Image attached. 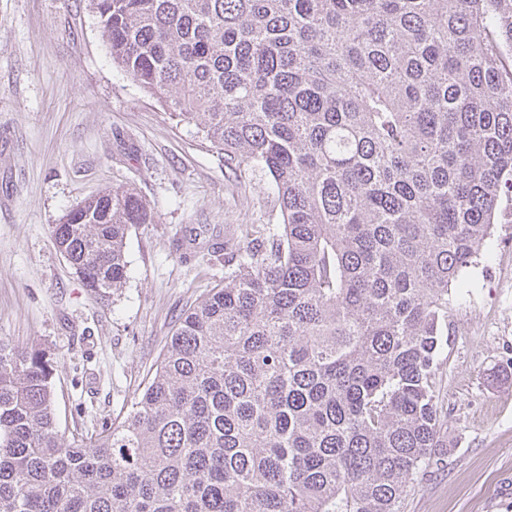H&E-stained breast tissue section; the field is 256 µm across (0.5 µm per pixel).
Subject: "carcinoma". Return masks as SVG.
<instances>
[{
  "label": "carcinoma",
  "mask_w": 512,
  "mask_h": 512,
  "mask_svg": "<svg viewBox=\"0 0 512 512\" xmlns=\"http://www.w3.org/2000/svg\"><path fill=\"white\" fill-rule=\"evenodd\" d=\"M113 64L270 178L224 286L123 419L59 435L52 365L0 340V512H401L448 447V289L512 194V0H89ZM108 187L54 225L89 291L152 224Z\"/></svg>",
  "instance_id": "obj_1"
}]
</instances>
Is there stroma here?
Returning <instances> with one entry per match:
<instances>
[{
  "label": "stroma",
  "instance_id": "35a3bbf8",
  "mask_svg": "<svg viewBox=\"0 0 512 512\" xmlns=\"http://www.w3.org/2000/svg\"><path fill=\"white\" fill-rule=\"evenodd\" d=\"M134 188L128 280L87 290L52 227L105 187ZM264 173L233 171L112 63L88 0H0V339L53 361L61 435L119 421L183 309L224 281L228 226L274 224ZM493 256L448 292L440 406L455 443L404 512H512V197Z\"/></svg>",
  "mask_w": 512,
  "mask_h": 512
}]
</instances>
